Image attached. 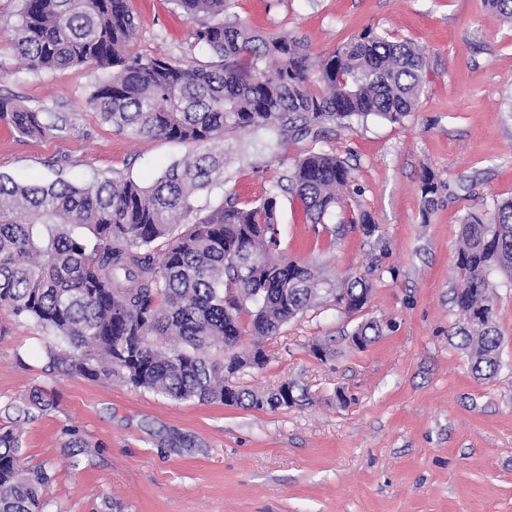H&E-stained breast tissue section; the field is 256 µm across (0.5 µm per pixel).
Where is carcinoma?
I'll list each match as a JSON object with an SVG mask.
<instances>
[{
    "mask_svg": "<svg viewBox=\"0 0 512 512\" xmlns=\"http://www.w3.org/2000/svg\"><path fill=\"white\" fill-rule=\"evenodd\" d=\"M197 22L191 31L213 60L185 64L132 54L140 21L127 0H20L13 44L34 75L78 66L104 73L86 100L101 120L131 138L185 144L195 151L147 183L133 178L76 184L65 179L20 184L0 174V308L34 321L66 345L49 348V363L82 376L112 381L174 400L220 401L263 409L301 406L307 395L288 382L291 396L259 395L234 382L265 363L260 344L239 350L242 336L279 334L326 293L355 314L369 300L363 276L323 289L307 262L278 251V191L300 203L306 222L322 224L350 189V170L333 153L305 150L258 204L227 194L205 212L198 194L224 182V132L263 131L279 147L315 142L326 124L357 116L398 122L416 110L425 67L407 40L368 29L313 61L304 38L262 35L231 13L233 0H173ZM0 115L19 133L51 135L67 118L48 106L30 109L0 99ZM444 184L421 178L424 207L432 209ZM180 224L190 228L180 234ZM167 239L158 256L153 244ZM454 303L464 321L457 346L471 373L490 378L500 368L502 342L490 277L512 278V199L490 216L470 213L460 227ZM380 326L363 322L351 338L366 347ZM224 346V360L207 352ZM54 404L35 389L0 407V512H41L51 481L46 467L23 463L20 425ZM73 467L91 452L70 431Z\"/></svg>",
    "mask_w": 512,
    "mask_h": 512,
    "instance_id": "cac0c4a2",
    "label": "carcinoma"
}]
</instances>
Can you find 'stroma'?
I'll list each match as a JSON object with an SVG mask.
<instances>
[{"label":"stroma","mask_w":512,"mask_h":512,"mask_svg":"<svg viewBox=\"0 0 512 512\" xmlns=\"http://www.w3.org/2000/svg\"><path fill=\"white\" fill-rule=\"evenodd\" d=\"M140 29L131 50L209 61L171 0H128ZM19 0H0V96L64 113L69 130L29 137L0 118V173L18 182L130 175L146 180L184 145L116 133L86 100L100 73L74 67L39 76L12 48ZM233 14L266 35L303 37L315 59L371 29L415 43L426 57L419 105L398 122L352 118L313 147L349 167L356 193L324 224L277 198L282 255L320 267L329 284L366 276L368 305L348 316L323 299L285 324L241 384L267 393L293 380L300 407L254 409L174 401L113 379L50 367L52 333L0 308V406L41 388L56 403L23 427L27 465H48L43 512H512V282L494 277L501 367L476 378L452 336L462 219L512 197V20L483 0H234ZM266 133L229 131L223 185L200 194L255 202L284 171ZM445 185L425 211L423 171ZM369 214L363 232L350 221ZM381 336L351 347L358 324ZM332 338L321 361L315 340ZM344 391L348 404L336 399ZM92 452L72 467L70 430Z\"/></svg>","instance_id":"stroma-1"}]
</instances>
